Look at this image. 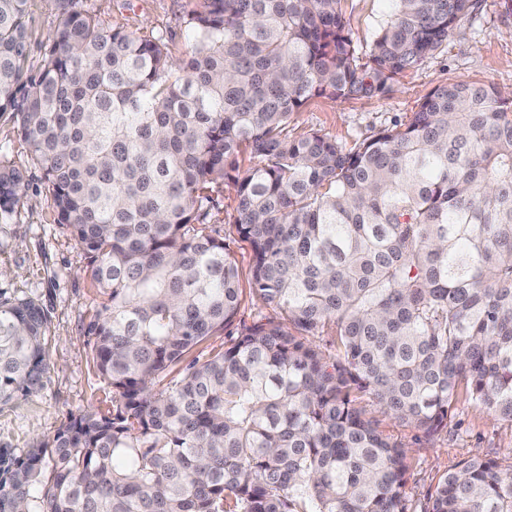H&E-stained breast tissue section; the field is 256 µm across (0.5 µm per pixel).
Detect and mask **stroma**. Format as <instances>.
Wrapping results in <instances>:
<instances>
[{"label":"stroma","instance_id":"1","mask_svg":"<svg viewBox=\"0 0 512 512\" xmlns=\"http://www.w3.org/2000/svg\"><path fill=\"white\" fill-rule=\"evenodd\" d=\"M354 43L368 51L380 24L391 12L389 0H342ZM81 7L102 24L145 37H164L176 59L186 58L193 34L187 18L200 0H81ZM57 0H30L27 16V65L38 70L56 25ZM451 80L490 84L512 92V13L504 0H484L476 19L464 22L445 48L409 72L382 96L350 101L310 100L292 115L288 128L300 134L320 131L346 143L371 138L394 123H406L427 94ZM0 156L25 172L26 198L10 218L0 220V295L30 296L50 316L52 336L48 370L41 391L0 408V448L23 450L53 435L68 413L97 404L104 393L90 363L83 327L92 312L93 292L80 270L77 242L55 222L47 190L33 167L27 146L11 114L0 115ZM235 192L225 188L213 227L228 244L241 279H248L252 253L239 240L233 217ZM366 418L392 441L409 450L405 494L411 505L424 502L439 478L473 455L512 457V423L459 403L446 430L426 439L381 413L368 395L357 398Z\"/></svg>","mask_w":512,"mask_h":512}]
</instances>
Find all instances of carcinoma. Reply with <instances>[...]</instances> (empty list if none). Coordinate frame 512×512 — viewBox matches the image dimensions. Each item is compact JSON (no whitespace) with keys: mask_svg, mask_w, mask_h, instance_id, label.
<instances>
[{"mask_svg":"<svg viewBox=\"0 0 512 512\" xmlns=\"http://www.w3.org/2000/svg\"><path fill=\"white\" fill-rule=\"evenodd\" d=\"M28 2L0 0V114L79 245L108 396L0 448V512H412L407 450L355 393L425 438L461 392L512 422V95L441 84L352 146L288 133L313 98L388 93L480 0H390L364 56L341 0H201L180 64L59 0L35 74ZM227 184L251 294L284 322L187 362L242 302L211 224ZM27 186L0 158L1 218ZM49 324L38 301L0 297V405L42 389ZM330 324L326 356L308 337ZM419 512H512V461H459Z\"/></svg>","mask_w":512,"mask_h":512,"instance_id":"carcinoma-1","label":"carcinoma"}]
</instances>
